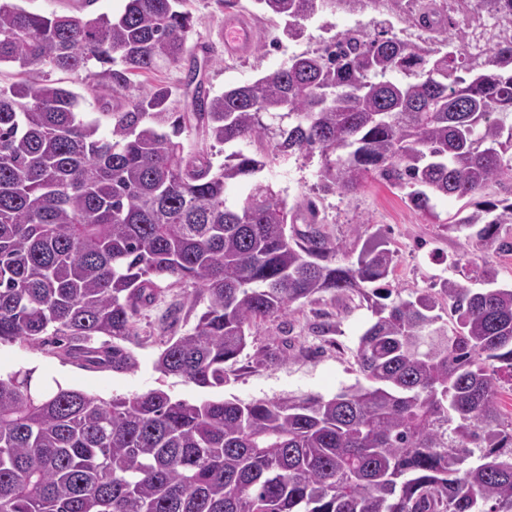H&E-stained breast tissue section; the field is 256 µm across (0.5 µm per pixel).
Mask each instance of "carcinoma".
Listing matches in <instances>:
<instances>
[{"label":"carcinoma","instance_id":"obj_1","mask_svg":"<svg viewBox=\"0 0 512 512\" xmlns=\"http://www.w3.org/2000/svg\"><path fill=\"white\" fill-rule=\"evenodd\" d=\"M303 22L363 0H253ZM492 27L454 0H415L412 42L350 29L251 83L211 95L189 69V109L169 86L112 107L132 77L177 66L196 20L183 0H127L106 16L42 15L0 0V342L53 345L83 367L126 373V346L157 280L206 300L192 332L154 362L198 387L251 329L316 294L360 295L373 321L356 361L367 384L331 398L174 400L163 390L105 400L33 372L0 376V512H512V287L451 279L406 299L368 286L397 251L377 232L353 260L313 228L290 236L265 170L319 155V189L347 196L370 177L433 198L480 197L448 225L482 253H512V0H480ZM48 67L87 72L106 111L88 118ZM109 133L102 132V124ZM201 131L209 148L185 150ZM226 147L214 167L211 150ZM493 186L501 199L485 198ZM448 304L451 323L435 313ZM107 340L94 346L91 340Z\"/></svg>","mask_w":512,"mask_h":512}]
</instances>
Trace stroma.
<instances>
[{"label":"stroma","instance_id":"35a3bbf8","mask_svg":"<svg viewBox=\"0 0 512 512\" xmlns=\"http://www.w3.org/2000/svg\"><path fill=\"white\" fill-rule=\"evenodd\" d=\"M19 4L42 15L113 17L122 11L124 0H19ZM186 7L196 20L188 45L210 44L217 58L202 69L204 86L213 94L270 74L289 56L316 48L346 30L362 26L374 35L386 23L397 31L406 27L400 16L371 4L359 11L340 8L315 16L305 21L303 37L291 40L283 33L282 21L260 14L252 0H234L229 6L223 0H186ZM229 10L247 21L256 38V48L241 58L224 54V14ZM188 68L184 62L136 77L123 97L128 100L151 87L168 85L176 89L177 108H186L191 99L184 86ZM318 166V158L296 155L274 165L267 176L282 190L288 205L314 201L319 229L332 241L344 244L347 253H358L364 238L383 231L398 255L385 287L405 297L414 296L436 291L441 279L463 281L485 268L492 271L498 284L512 286V254L473 252L462 234L448 229L449 223L472 211L469 199H435L431 211H417L405 192L372 178L354 195H325L317 189ZM357 223L362 226L358 239L351 233ZM205 307L193 284L162 280L156 301L142 308L136 319L137 336L130 344L138 359L134 371L87 370L63 360L52 347L14 342L0 344V374L31 368L36 381H57L105 399L161 389L175 400L224 398L244 403L308 394L329 398L363 379L355 351L372 313L359 297H339L331 292L295 302L286 315L255 327L244 352L225 364L223 386L201 388L155 371L162 342L190 331Z\"/></svg>","mask_w":512,"mask_h":512}]
</instances>
